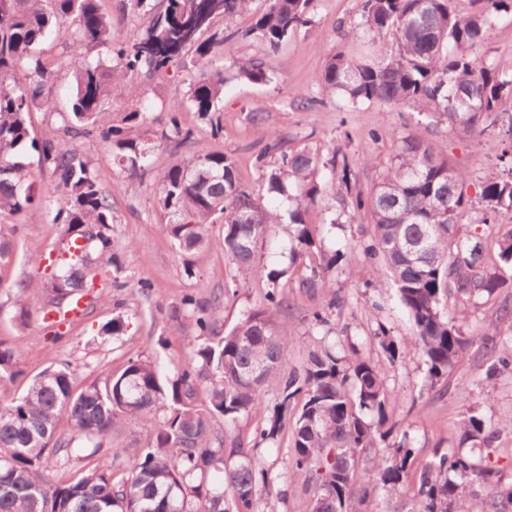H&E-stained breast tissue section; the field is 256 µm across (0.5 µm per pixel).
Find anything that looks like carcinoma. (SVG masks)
Wrapping results in <instances>:
<instances>
[{
	"label": "carcinoma",
	"instance_id": "1",
	"mask_svg": "<svg viewBox=\"0 0 512 512\" xmlns=\"http://www.w3.org/2000/svg\"><path fill=\"white\" fill-rule=\"evenodd\" d=\"M486 7L461 13L453 0H362L355 30L375 37L369 56L330 57L322 74V94L340 96L352 106L375 103L393 110L417 109L418 124L445 125L466 137L481 136L491 125L499 100L512 95V72L487 66L478 56L488 42L496 15L507 0H483ZM250 0H138L150 17L146 28L126 41L112 39V19L97 0H0V214L23 213L37 196L25 152L59 179L65 196L53 223L65 225L68 244L60 265L44 284L67 297L66 308L90 284L91 253H112V203L97 168L53 136L32 135V114L56 111L48 69L39 46L54 29L69 32L71 106L59 113L70 137L98 138L111 145L122 170L135 175L150 166L157 145L126 138L112 126L98 125L106 98L126 89L130 74H156L181 62L195 48L185 87L165 108L161 140L183 143L193 129L180 113L198 114L218 135L223 130L224 66L212 53L224 45V29L248 9ZM312 0H267L254 23L234 34L276 50L310 23ZM224 27L215 26L217 21ZM91 44L111 49L108 61L83 55ZM239 79L271 80L259 59L230 65ZM364 165L384 168L369 193L349 187L348 155L332 149L327 157L309 149L288 151L278 139L256 156L261 183H242L233 160L202 151L162 171L157 204L167 218L175 245L193 253L208 245L213 224L223 225L224 255L242 272L267 279L266 304L243 314L230 329L199 315L197 300H183L194 319L191 351L176 374L157 361L130 358L103 382L80 387L70 362L34 377L22 396L0 401V512H256L257 499L270 492L272 479L262 460L236 434L241 419L263 417L257 438L280 444L288 435L289 463L313 494L312 512H363L378 490L397 493L408 477L411 449L407 433L391 439L387 407L393 398L369 360L343 355L327 341L328 316L312 314L325 330L300 368L288 366L293 336L277 324L288 309L282 282L297 280L306 290L333 292L329 272L341 255L325 250L326 219L319 201L333 191L353 213L369 210L373 232L363 254L380 268L370 285L394 290L412 325L407 345L420 351L424 385L436 387L476 342L493 358L491 374L512 372V336H468V308L512 288V234L489 247L487 238L460 230L468 205L463 174L448 165L417 133L396 141L385 162L365 156ZM341 177H336V173ZM487 202L485 225L501 206H512V168L481 185ZM288 235V264L257 266L259 243ZM456 309L448 312L449 296ZM391 363L405 349L385 329L375 333ZM20 350L0 342V384L22 375ZM273 406L266 405L270 383ZM70 432H57L61 417ZM150 418L152 445L140 449L132 466L106 449L112 432L126 420ZM498 431L476 410L463 422L460 446L435 454L420 472L410 512H506L512 482H502L489 449ZM388 454L368 470L355 489L360 454L376 441ZM470 444L469 450L463 445ZM486 484L492 493L481 504L461 505L465 489Z\"/></svg>",
	"mask_w": 512,
	"mask_h": 512
}]
</instances>
